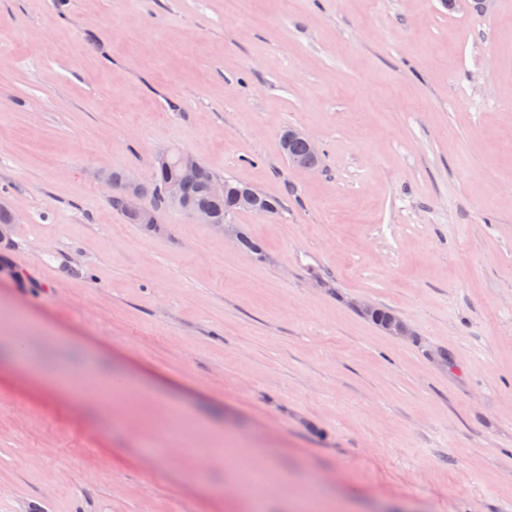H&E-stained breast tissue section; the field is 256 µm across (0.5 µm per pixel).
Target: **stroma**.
Returning a JSON list of instances; mask_svg holds the SVG:
<instances>
[{
    "instance_id": "1",
    "label": "stroma",
    "mask_w": 512,
    "mask_h": 512,
    "mask_svg": "<svg viewBox=\"0 0 512 512\" xmlns=\"http://www.w3.org/2000/svg\"><path fill=\"white\" fill-rule=\"evenodd\" d=\"M168 150L263 259L89 177ZM0 202V512H512V0H0ZM287 133L288 137L299 139L307 144L310 153V161L305 169H308L307 171L312 173L318 172L320 170L321 149L301 130L297 128L286 130L281 139L282 148L289 162L295 167L303 168L309 160V156L304 144L295 140H287ZM369 317L376 325L381 327L383 330H385L386 333H388L391 336H403V337L411 336L410 328L400 318L394 320L391 324L387 325L384 329L383 323L389 322L398 317L390 311L379 308V314L377 316H369Z\"/></svg>"
}]
</instances>
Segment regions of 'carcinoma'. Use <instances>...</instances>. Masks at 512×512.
<instances>
[{
	"instance_id": "cac0c4a2",
	"label": "carcinoma",
	"mask_w": 512,
	"mask_h": 512,
	"mask_svg": "<svg viewBox=\"0 0 512 512\" xmlns=\"http://www.w3.org/2000/svg\"><path fill=\"white\" fill-rule=\"evenodd\" d=\"M282 148L289 162L298 168L304 167L309 160L308 152L304 144L299 141L287 140V135H282ZM217 176L198 162L192 167H186L180 160V154L174 153L166 156L163 166L155 175L154 189L147 199V206L152 212L155 222L162 223V217L166 210L176 208L187 214L191 210H206L216 224H222L228 219H233L241 212L237 204V196L240 192L250 188V185L237 180H224V194L215 195L209 190L211 182ZM171 180H176L182 188V195L178 199H172L165 193V185ZM114 211L124 217L131 224H141L144 229L151 225L144 223L142 218L129 212L124 204L120 188L112 189L109 199ZM281 207L279 199L262 195L260 202L252 207V212L263 215H275Z\"/></svg>"
}]
</instances>
